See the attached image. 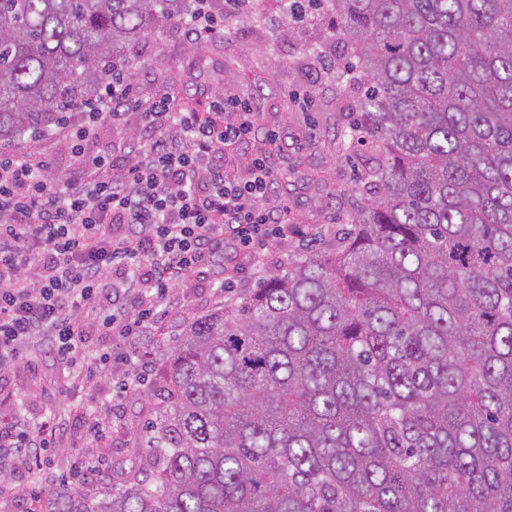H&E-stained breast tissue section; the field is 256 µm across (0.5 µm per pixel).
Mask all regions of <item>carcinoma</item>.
<instances>
[{"label": "carcinoma", "instance_id": "obj_1", "mask_svg": "<svg viewBox=\"0 0 512 512\" xmlns=\"http://www.w3.org/2000/svg\"><path fill=\"white\" fill-rule=\"evenodd\" d=\"M361 61L353 231L188 321L144 459L42 512H512V0H289ZM187 0H0V147Z\"/></svg>", "mask_w": 512, "mask_h": 512}]
</instances>
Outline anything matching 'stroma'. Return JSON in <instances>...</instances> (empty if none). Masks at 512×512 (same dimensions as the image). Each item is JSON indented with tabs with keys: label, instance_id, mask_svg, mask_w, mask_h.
I'll return each instance as SVG.
<instances>
[{
	"label": "stroma",
	"instance_id": "stroma-1",
	"mask_svg": "<svg viewBox=\"0 0 512 512\" xmlns=\"http://www.w3.org/2000/svg\"><path fill=\"white\" fill-rule=\"evenodd\" d=\"M200 51L205 68L190 70L189 61ZM137 55L140 63L131 77L145 93L174 82L203 112L217 95L249 103L255 127L245 140L227 147L224 167L229 176L242 177L252 160L262 156L274 171H287L275 193L288 206V234L261 240L249 251L225 235L223 260L169 289L157 303L158 320L146 335L119 339L95 332L83 337L86 353L108 352L114 359L113 374L99 380L93 396L79 391L73 371L56 360L47 344L19 361L4 378L11 398L0 410L12 415L20 432L59 419L68 430L58 436L54 459L43 469L17 471L8 458H0V473L17 488L16 494L0 497V512H38L33 490L58 484L79 459L95 461L111 484L123 483L145 454V426L160 402L159 368L184 325L234 303L350 229L354 171L343 155V143L361 86L336 79V67L355 57L335 38L329 14L299 21L288 17L277 0H253L248 14L229 18L223 36L203 49L167 24L139 43ZM10 150L51 156L56 178L77 174L61 129L24 136ZM146 351L153 358L148 367L138 363ZM90 418L102 426L98 437L84 434Z\"/></svg>",
	"mask_w": 512,
	"mask_h": 512
}]
</instances>
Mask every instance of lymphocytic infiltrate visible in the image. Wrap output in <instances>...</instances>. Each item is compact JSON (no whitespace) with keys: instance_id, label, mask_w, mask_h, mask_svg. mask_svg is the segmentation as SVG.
I'll return each mask as SVG.
<instances>
[{"instance_id":"obj_1","label":"lymphocytic infiltrate","mask_w":512,"mask_h":512,"mask_svg":"<svg viewBox=\"0 0 512 512\" xmlns=\"http://www.w3.org/2000/svg\"><path fill=\"white\" fill-rule=\"evenodd\" d=\"M245 7L189 0L178 27L201 45ZM105 93L68 133L77 177L55 179L39 153L0 154V368L28 355L38 336L86 388L111 375L112 361L105 353L86 360L79 337L93 327L143 335L154 323L152 299L207 267L225 230L249 249L283 236L288 214L269 201L276 178L264 158L243 179L224 170L225 147L253 127L244 101L219 97L211 112L183 111L167 94L137 95L123 74ZM104 122L126 132L111 158L87 149ZM61 431L52 423L19 434L0 417V447L38 461Z\"/></svg>"}]
</instances>
